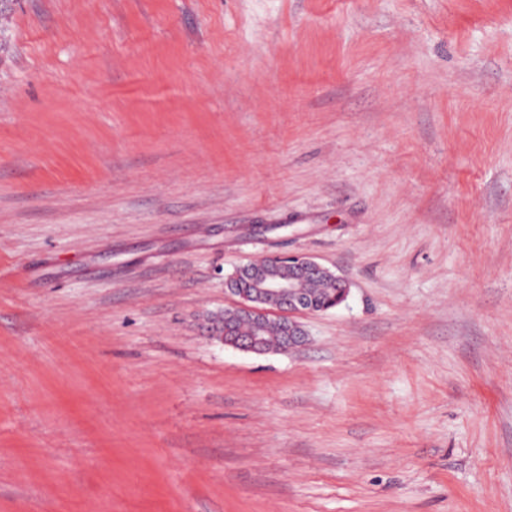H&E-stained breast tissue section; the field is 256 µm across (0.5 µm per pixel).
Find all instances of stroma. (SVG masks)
Instances as JSON below:
<instances>
[{
    "mask_svg": "<svg viewBox=\"0 0 512 512\" xmlns=\"http://www.w3.org/2000/svg\"><path fill=\"white\" fill-rule=\"evenodd\" d=\"M0 512H512V0H7ZM267 259L274 264H267L268 266L287 267L288 274L265 273L255 264L257 261L250 260L238 265L235 272L224 280L226 290L238 299L232 306L224 309L223 315H207L199 320V328L204 336L219 339L225 346L237 351L264 355L268 351L263 347V339L259 334L265 324L274 323L281 335L275 325L267 329L263 336L268 349L278 350L282 337L284 343L281 350L290 351L302 346L308 336L296 315L331 306L336 297V290L340 299L336 307L348 297L349 282L329 271L311 256L302 253L273 254ZM242 276L250 279L253 295L246 292L238 294V288H251L246 280H241L239 287L233 288L235 280ZM323 277L330 278L336 284V288L330 282L312 281L305 286L308 298L300 284L306 280ZM309 300L314 309L309 306ZM241 322L253 325L250 335L244 336L239 332L238 324ZM219 328L223 330V335L214 336Z\"/></svg>",
    "mask_w": 512,
    "mask_h": 512,
    "instance_id": "35a3bbf8",
    "label": "stroma"
}]
</instances>
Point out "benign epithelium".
<instances>
[{
    "mask_svg": "<svg viewBox=\"0 0 512 512\" xmlns=\"http://www.w3.org/2000/svg\"><path fill=\"white\" fill-rule=\"evenodd\" d=\"M269 261L276 267L288 268L286 274H268L253 261L237 266L235 272L224 280V286L230 295L237 297L235 303L224 309L221 315H208L199 320L203 335L212 338L217 329L223 330L219 340L224 345L241 352L264 355L260 332L264 325L274 323L283 339L282 350L290 351L307 341V331L297 320L296 315L310 312L309 298L300 284L306 280L323 277L330 278L336 284L340 301H345L350 292L349 282L302 253L273 254ZM245 276L250 279L253 294L238 292L234 288L236 279ZM249 322L253 325L251 334L244 336L239 332L238 324Z\"/></svg>",
    "mask_w": 512,
    "mask_h": 512,
    "instance_id": "7a95c632",
    "label": "benign epithelium"
}]
</instances>
